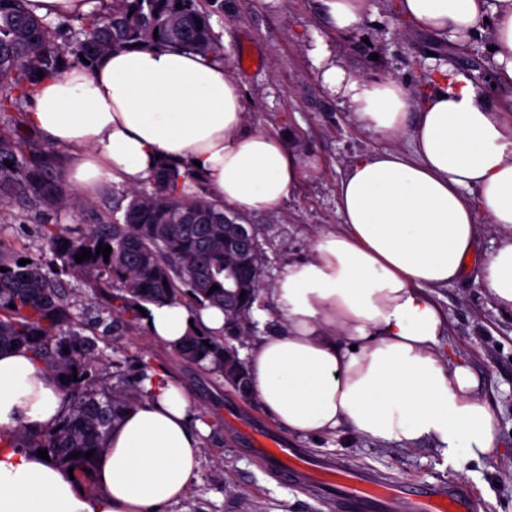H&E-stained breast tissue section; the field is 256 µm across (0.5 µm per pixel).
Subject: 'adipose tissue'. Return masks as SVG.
Here are the masks:
<instances>
[{
  "instance_id": "obj_1",
  "label": "adipose tissue",
  "mask_w": 512,
  "mask_h": 512,
  "mask_svg": "<svg viewBox=\"0 0 512 512\" xmlns=\"http://www.w3.org/2000/svg\"><path fill=\"white\" fill-rule=\"evenodd\" d=\"M412 29L457 46L492 24L489 100L466 75L441 74L413 94L393 78L369 81L328 61L325 85L356 123L383 138L409 136L410 153L355 157L338 185L336 230L310 258L289 263L272 290L284 330L263 337L246 364L251 392L288 431L347 428L373 442L435 445L462 465L495 451L496 415L459 358L440 352L445 317L428 291L459 278L482 225L500 233L480 268L496 304L512 310V0H396ZM49 142L69 147V180L83 197L108 182L136 185L160 160L200 175L217 202L279 211L298 165L279 138L246 129L241 83L223 63L171 47L116 51L93 71L46 78L27 115ZM151 336L177 347L190 328L218 331L216 305H152ZM149 397L114 423L89 493L41 457L0 447V512H164L195 478L204 423L166 377L142 382ZM63 392L31 355L0 352V435L51 427Z\"/></svg>"
}]
</instances>
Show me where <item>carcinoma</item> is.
Returning <instances> with one entry per match:
<instances>
[{"instance_id":"cac0c4a2","label":"carcinoma","mask_w":512,"mask_h":512,"mask_svg":"<svg viewBox=\"0 0 512 512\" xmlns=\"http://www.w3.org/2000/svg\"><path fill=\"white\" fill-rule=\"evenodd\" d=\"M28 2L0 0V116L6 122L0 128V215L17 207L74 218L89 202L70 191L58 151L28 125L21 105L32 101L43 79L72 68L89 71L114 50L160 45L223 60L211 17L224 12V0H100L64 41ZM189 182L193 194L186 192ZM112 197V209L96 224L36 225L34 255L23 256L0 239V268H6L0 271V350L26 351L44 363L62 380L66 402L53 426L34 432L20 424L6 445L48 451L49 460L73 468L81 483L90 481L120 414L148 397L142 381L153 370L149 363L136 362L131 373L114 361V371L107 370L112 338L140 323L141 307L219 303L224 333L192 331L174 352L238 387L247 382L245 362L225 337L253 333L250 313L264 272L258 241L235 242L224 206L209 198L189 168L165 163L151 179L114 189ZM100 245L111 247L109 260L96 254ZM84 248L93 255L79 263L75 256ZM22 258L27 264L20 266ZM66 276L89 288L85 307ZM214 285L219 289L212 292Z\"/></svg>"}]
</instances>
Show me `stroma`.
<instances>
[{
    "label": "stroma",
    "instance_id": "stroma-1",
    "mask_svg": "<svg viewBox=\"0 0 512 512\" xmlns=\"http://www.w3.org/2000/svg\"><path fill=\"white\" fill-rule=\"evenodd\" d=\"M372 4L373 12L351 33L333 29L321 0H224L223 14L212 18L224 63L245 89L248 128L280 137L299 165L297 184L280 212L248 216L266 258L258 304L268 317L257 321L255 336L284 322L269 298L283 268L310 257L315 238L341 224L337 189L347 164L388 146L410 149L408 139L388 141L353 122L312 62L315 42L324 41L331 60L353 74L390 76L417 94L427 87L428 75L444 65L486 80L489 32L473 38L469 51L460 54L451 44L409 29L394 0ZM247 52L255 59L249 67L242 64ZM431 297L446 318L444 345L466 357L482 397L497 413L496 452L460 468L426 443L377 445L344 428L315 438L288 432L255 401L240 397L223 378L183 362L145 328L119 336L107 350L109 357L146 360L184 386L194 414L208 428L198 474L166 512H335L318 489L295 486L252 453L255 434L276 437L311 460H337L364 470L385 485L461 482L490 512H512V312L497 308L471 272L433 289Z\"/></svg>",
    "mask_w": 512,
    "mask_h": 512
}]
</instances>
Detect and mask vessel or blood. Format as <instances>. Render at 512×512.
Segmentation results:
<instances>
[{
	"instance_id": "1",
	"label": "vessel or blood",
	"mask_w": 512,
	"mask_h": 512,
	"mask_svg": "<svg viewBox=\"0 0 512 512\" xmlns=\"http://www.w3.org/2000/svg\"><path fill=\"white\" fill-rule=\"evenodd\" d=\"M263 454L275 469L287 473L294 484H312L321 491L334 493L336 512H477L479 508L472 489L464 484H412L392 497L376 488L370 473L351 470L344 464L315 463L297 449L277 443L264 448Z\"/></svg>"
}]
</instances>
